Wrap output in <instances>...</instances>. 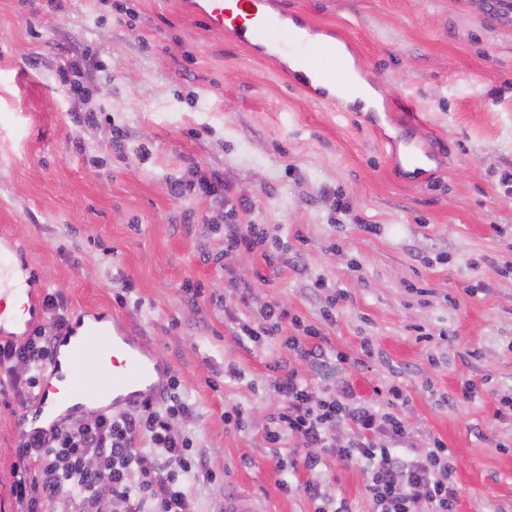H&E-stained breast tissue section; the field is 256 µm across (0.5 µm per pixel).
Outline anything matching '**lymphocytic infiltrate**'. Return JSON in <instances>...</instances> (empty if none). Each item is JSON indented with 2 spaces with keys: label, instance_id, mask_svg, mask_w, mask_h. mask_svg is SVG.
<instances>
[{
  "label": "lymphocytic infiltrate",
  "instance_id": "1",
  "mask_svg": "<svg viewBox=\"0 0 512 512\" xmlns=\"http://www.w3.org/2000/svg\"><path fill=\"white\" fill-rule=\"evenodd\" d=\"M286 320L294 329L288 336L281 333ZM65 325L61 317L22 341H0V368L9 376L15 396L38 387V373L51 362ZM239 329L255 343L280 337L288 351L312 362L326 356L322 329L300 317H287L275 305L265 306L254 323H240ZM274 386L285 404L266 429L265 439L276 446L285 437L298 438L307 449L305 469L318 472L326 453L361 464L373 512H416L422 501L432 512H456L454 453L440 440L421 456L408 448L409 430L394 410L407 400L400 386L389 388L386 411L359 400L345 379L329 393L292 370L276 377ZM178 388V381L170 380L159 402L118 415L101 412L89 419L68 418L50 433L21 442L11 487L19 512H47L64 496L71 512H192L187 480L212 482L217 475L194 452L192 437L171 428V419L195 411ZM340 423L355 427L354 440L337 443L335 428ZM144 438L153 452L136 448V441ZM90 459L96 460L97 469L87 467Z\"/></svg>",
  "mask_w": 512,
  "mask_h": 512
}]
</instances>
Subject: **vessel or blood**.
<instances>
[{"mask_svg":"<svg viewBox=\"0 0 512 512\" xmlns=\"http://www.w3.org/2000/svg\"><path fill=\"white\" fill-rule=\"evenodd\" d=\"M188 15L202 18L210 28L245 45L258 55L287 63L295 60L307 68L303 78L305 90L322 101L335 103L337 96H353L359 91L353 75L339 65L331 51L321 43L309 41L310 26L301 16L288 12L276 0H185ZM433 157L418 141L405 143L402 159L414 169H422ZM22 305L23 316L9 317L0 305V336L21 339L28 335L30 317L40 308L36 290L27 288ZM120 356L118 369H110L109 361ZM70 358L79 367L91 366L96 376L75 383L73 394L81 403L111 402L113 408H133L145 401L156 400L164 382L159 360L134 337L124 335L120 327H90L72 348ZM36 418L20 412L17 427L29 435L51 426L52 404L46 392H38Z\"/></svg>","mask_w":512,"mask_h":512,"instance_id":"b4317fda","label":"vessel or blood"}]
</instances>
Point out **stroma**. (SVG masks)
I'll list each match as a JSON object with an SVG mask.
<instances>
[{"mask_svg":"<svg viewBox=\"0 0 512 512\" xmlns=\"http://www.w3.org/2000/svg\"><path fill=\"white\" fill-rule=\"evenodd\" d=\"M181 2L0 0V234L27 276L61 294L68 322L109 313L170 365L195 406L172 427L218 475L190 483L197 512L239 495L265 512H312L281 485L313 476L370 512L360 465L329 455L313 475L294 464L299 439L269 447L280 368L327 390L348 377L381 408L400 385L410 448L438 438L455 454L457 512H512V411L498 402L512 392V278L497 273L512 265V9L281 0L346 44L390 114L377 122L307 97L283 67ZM410 111L412 137L434 152L417 173L384 145ZM201 178L214 192L172 194L174 181ZM232 197L250 209L231 210ZM228 224L266 225L280 242L274 266L225 253ZM333 289L345 299L326 323ZM268 303L322 324L327 352L352 365L240 337L239 323ZM234 407L244 428L224 424ZM19 412L0 397V512H18Z\"/></svg>","mask_w":512,"mask_h":512,"instance_id":"stroma-1","label":"stroma"}]
</instances>
